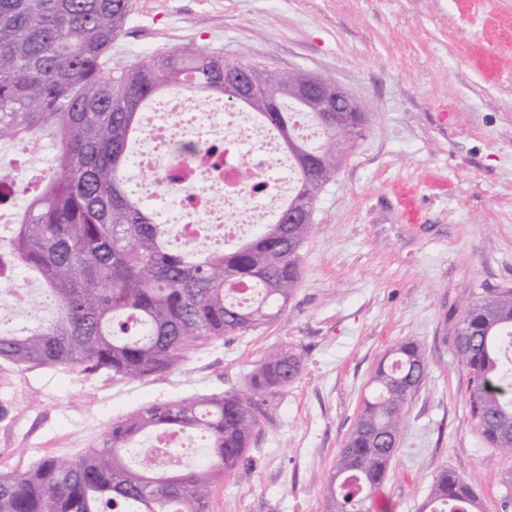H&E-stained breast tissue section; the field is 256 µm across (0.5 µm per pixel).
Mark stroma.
<instances>
[{"label": "stroma", "mask_w": 512, "mask_h": 512, "mask_svg": "<svg viewBox=\"0 0 512 512\" xmlns=\"http://www.w3.org/2000/svg\"><path fill=\"white\" fill-rule=\"evenodd\" d=\"M112 45L127 62L173 47L328 78L366 122L319 194L303 279L272 323L197 344L171 372L112 379L79 366L0 360V471L73 459L114 419L154 400L240 393L275 349L302 359L271 403L248 463L210 512H327L326 488L369 379L406 339L426 352L384 494L417 512L443 470L499 512L512 453L469 413L453 351L464 306L512 289V0H131ZM418 200L419 223L402 217Z\"/></svg>", "instance_id": "obj_1"}]
</instances>
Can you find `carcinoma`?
Returning a JSON list of instances; mask_svg holds the SVG:
<instances>
[{
  "instance_id": "obj_1",
  "label": "carcinoma",
  "mask_w": 512,
  "mask_h": 512,
  "mask_svg": "<svg viewBox=\"0 0 512 512\" xmlns=\"http://www.w3.org/2000/svg\"><path fill=\"white\" fill-rule=\"evenodd\" d=\"M130 0H0V143L51 142L53 160L34 180L15 179L0 204L16 209L0 233V294L28 280L39 296L26 321L0 327V360L71 366L115 379L164 374L200 341L235 336L274 320L303 278L301 250L319 191L342 162L343 135L291 92L288 73L263 70L258 89L224 90V69L243 63L219 51L182 48L112 63ZM181 91L190 109L216 96L270 130L296 175L285 206L300 224L256 219L228 248L174 247L154 206L127 186L156 101ZM306 116L316 132L303 137ZM240 284L253 288L243 299ZM512 336V290L462 311L454 353L471 374V417L493 448L512 451V365L499 345ZM298 355L272 353L242 393L159 400L112 422L101 443L71 460L46 457L23 473L0 472V512H210L212 488L245 461L270 397L300 374ZM428 368L420 344L399 343L379 363L328 485L331 512H372L404 424L405 406ZM184 432L206 442V460L183 466L148 433ZM421 512H478L468 482L444 470Z\"/></svg>"
}]
</instances>
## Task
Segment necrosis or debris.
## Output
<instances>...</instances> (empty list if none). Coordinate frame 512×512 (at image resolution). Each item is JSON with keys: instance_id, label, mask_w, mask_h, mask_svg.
I'll return each instance as SVG.
<instances>
[{"instance_id": "obj_1", "label": "necrosis or debris", "mask_w": 512, "mask_h": 512, "mask_svg": "<svg viewBox=\"0 0 512 512\" xmlns=\"http://www.w3.org/2000/svg\"><path fill=\"white\" fill-rule=\"evenodd\" d=\"M150 114L144 134L152 147L139 154L137 168L152 175L143 186L150 199L166 186L172 208L164 218L178 225L182 243L200 245L216 224L223 225L229 242L252 227L255 211L277 215L283 190L295 176L267 129L233 109L188 112L180 92L162 99ZM178 138L197 141L198 153L188 159L175 154ZM245 166L252 172L248 183L241 178Z\"/></svg>"}]
</instances>
